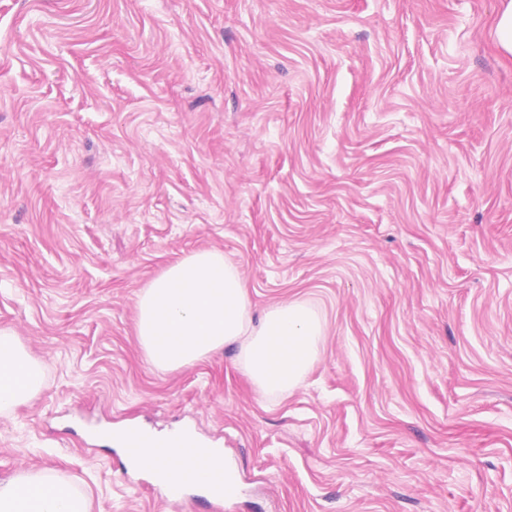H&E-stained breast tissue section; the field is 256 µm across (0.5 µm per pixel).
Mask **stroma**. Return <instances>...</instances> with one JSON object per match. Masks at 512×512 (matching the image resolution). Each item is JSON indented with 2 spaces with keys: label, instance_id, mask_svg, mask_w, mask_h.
<instances>
[{
  "label": "stroma",
  "instance_id": "obj_1",
  "mask_svg": "<svg viewBox=\"0 0 512 512\" xmlns=\"http://www.w3.org/2000/svg\"><path fill=\"white\" fill-rule=\"evenodd\" d=\"M501 0H0V330L43 366L0 481L89 512H512V62ZM319 357L265 400L230 345L146 359L200 250ZM191 430L234 503L161 501L103 427ZM495 39L501 52L512 56V1H503L495 23ZM0 512H88V508L70 483L29 470L0 482Z\"/></svg>",
  "mask_w": 512,
  "mask_h": 512
}]
</instances>
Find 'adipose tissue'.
I'll use <instances>...</instances> for the list:
<instances>
[{"label":"adipose tissue","mask_w":512,"mask_h":512,"mask_svg":"<svg viewBox=\"0 0 512 512\" xmlns=\"http://www.w3.org/2000/svg\"><path fill=\"white\" fill-rule=\"evenodd\" d=\"M138 336L154 367L192 366L229 345L238 365L265 397L287 393L316 361L320 318L292 301L254 314L236 268L217 250L189 254L140 293ZM42 368L0 331V409L31 398L42 386ZM0 512H88L68 482L26 471L0 482Z\"/></svg>","instance_id":"obj_1"}]
</instances>
